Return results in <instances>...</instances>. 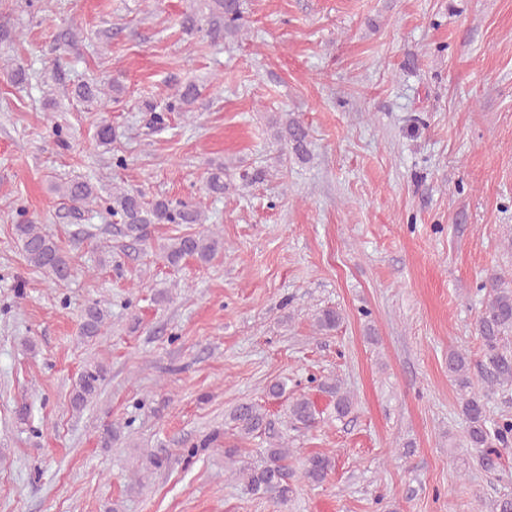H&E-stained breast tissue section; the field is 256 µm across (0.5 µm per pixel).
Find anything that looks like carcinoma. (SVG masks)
Masks as SVG:
<instances>
[{
  "label": "carcinoma",
  "mask_w": 512,
  "mask_h": 512,
  "mask_svg": "<svg viewBox=\"0 0 512 512\" xmlns=\"http://www.w3.org/2000/svg\"><path fill=\"white\" fill-rule=\"evenodd\" d=\"M207 6L215 24V27L209 29L210 37L217 38L223 32L237 35L242 31L241 0H207ZM107 89L117 91L119 86L112 81L106 82L104 89L83 84L76 88L75 95L92 101ZM200 97V88L193 82H186L174 88L162 108H157L152 102L146 103V107L154 113L155 123L162 125L166 112H181L185 115L194 112ZM285 116L276 137L290 145L296 158L304 160L309 156V131L293 114L287 112ZM96 142L112 150V160L116 167L122 168L127 164L126 158L119 154V149L113 147L112 128L105 121L97 125ZM224 176V163L213 164L203 183L202 195H224ZM55 191L77 210L102 201L96 186L86 180L70 179L58 183ZM106 209L123 224L124 237L133 243H146L148 228L152 224L194 226V229L170 237L168 242L160 245L162 258L171 266H177L186 259L206 265L224 251V238L216 229L207 226L208 216L200 202L193 205L182 200L159 198L147 206L140 195L115 187ZM17 216L14 233L20 242L22 258L27 266L46 275L58 285L68 281L73 273V264L67 253L51 234L24 219V210H19ZM481 289L485 290V300L476 323L482 345L481 357L473 364L465 352H448V374L459 387L461 411L468 423L465 436L467 447L493 452L497 448L512 446V418L501 416L492 419L487 415L484 396L474 389L470 370L473 366L477 367L489 387H512V353L504 345L505 339L512 336V277L494 273L486 279ZM108 317L109 310L104 301H88L82 309L80 335L87 339L101 335ZM342 320L339 310L324 307L315 313L314 326L318 332L327 333L335 330ZM106 377L107 367L103 363L93 361L85 364L73 385L71 409L80 413L93 403L101 394ZM328 392L336 396V415H346L352 399L341 390V384L336 381L328 385ZM286 418L294 427H313L316 423L313 401L302 394L289 397ZM230 420L237 433L246 438L266 435L272 427L266 410L253 403L238 405L230 413ZM265 453L266 461L263 465L251 466L238 464L235 449L225 450L232 474L244 483L250 493L285 504L294 492L291 483L294 470L288 463V440L279 437V440L269 443ZM142 462L146 469L159 471L168 466L169 457L165 449L151 448L142 454ZM334 468V457L319 452L304 457L298 465L300 477L312 484L323 483Z\"/></svg>",
  "instance_id": "obj_1"
}]
</instances>
